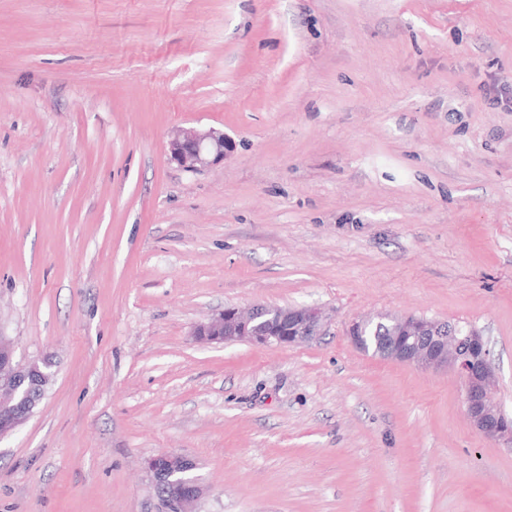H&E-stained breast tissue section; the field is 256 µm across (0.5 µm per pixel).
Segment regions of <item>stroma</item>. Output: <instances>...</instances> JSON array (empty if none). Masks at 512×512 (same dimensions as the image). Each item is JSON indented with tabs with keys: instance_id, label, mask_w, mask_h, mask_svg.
<instances>
[{
	"instance_id": "35a3bbf8",
	"label": "stroma",
	"mask_w": 512,
	"mask_h": 512,
	"mask_svg": "<svg viewBox=\"0 0 512 512\" xmlns=\"http://www.w3.org/2000/svg\"><path fill=\"white\" fill-rule=\"evenodd\" d=\"M257 304L328 323L193 334ZM382 314L479 330L512 418V0H0V336L55 362L0 512H155L164 451L198 512H512L462 377L348 339ZM229 143L224 131L182 127L172 135L168 150L170 159L182 169L196 172L224 161ZM263 321L255 323L257 317ZM321 308L301 307L283 309L277 306L256 305L249 311L224 309L208 323L197 326L194 336L201 341L231 344L247 342L261 346H290L320 336L325 328ZM149 475L155 498L157 512H197V505L204 494V487L192 472L196 469L195 462L188 456L171 451L161 452L147 462ZM188 481V494H170L169 487L178 481Z\"/></svg>"
}]
</instances>
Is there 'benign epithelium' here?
<instances>
[{"label": "benign epithelium", "mask_w": 512, "mask_h": 512, "mask_svg": "<svg viewBox=\"0 0 512 512\" xmlns=\"http://www.w3.org/2000/svg\"><path fill=\"white\" fill-rule=\"evenodd\" d=\"M229 141L224 132L215 128L182 127L171 137L170 159L182 169L196 172L224 160ZM409 338L393 341L387 351L394 359L423 369L451 367L464 379L466 415L472 425L485 437L512 441V428L501 421L487 383L493 375V361L488 341L471 330V341L482 349L478 362L472 363L458 354L448 352V339L454 337L455 327L434 324L420 319H406ZM325 314L317 307L283 309L277 306L256 305L249 311L237 308L224 310L219 316L197 326L194 335L201 341L231 344L247 342L261 346H290L307 342L321 335ZM51 373L31 362L21 365L15 361L12 345L0 338V437L13 432L27 419V402L31 389H40ZM195 462L188 456L171 451L161 452L147 462L157 512H197L204 487L192 475ZM189 483L190 492L170 494L167 489L178 481Z\"/></svg>", "instance_id": "benign-epithelium-1"}]
</instances>
